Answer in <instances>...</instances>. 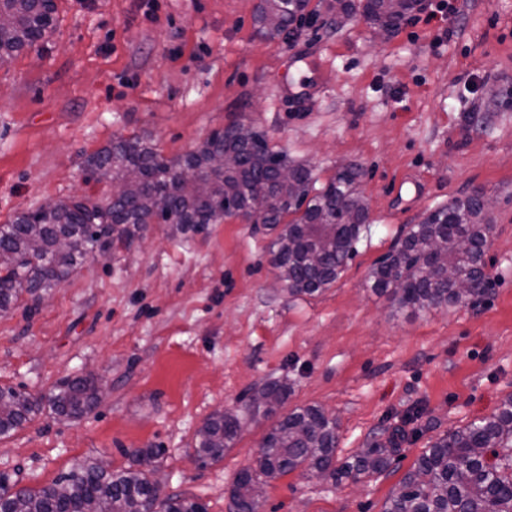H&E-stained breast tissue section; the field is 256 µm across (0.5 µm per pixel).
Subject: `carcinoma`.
Returning <instances> with one entry per match:
<instances>
[{
  "instance_id": "obj_1",
  "label": "carcinoma",
  "mask_w": 512,
  "mask_h": 512,
  "mask_svg": "<svg viewBox=\"0 0 512 512\" xmlns=\"http://www.w3.org/2000/svg\"><path fill=\"white\" fill-rule=\"evenodd\" d=\"M257 23L274 38L302 18L310 0H261ZM419 7V0H336V18L354 11L390 28ZM55 0H0V60L44 39L55 25ZM286 156L253 127L235 123L213 133L194 151L167 160L138 137L121 138L87 158L90 178L124 185L122 198L72 197L25 212L0 225V312L24 295L38 296L78 271L88 255L128 247L146 224H168L174 235L198 231L238 211L255 215L278 230L270 244L272 261L291 295H315L329 288L357 253L368 205L358 190L360 172L338 171L321 187L311 168L289 164L283 180L276 168ZM291 220L284 221L285 217ZM489 217L475 195L454 199L411 226L369 272L371 288L391 296L399 311L425 312L463 300L457 278L470 280L477 293L492 292L485 273ZM70 242L67 249L60 239ZM288 397L279 382L262 386L243 414L218 412L196 433L201 465L224 458L242 416L276 414ZM47 404L57 416L79 419L98 403L96 383L85 376L66 378L48 394L34 397L0 386V436H9ZM336 419L316 406L297 408L264 436L256 466L241 471L231 497L238 512H260L261 483L305 467L334 480L358 481L386 471L393 441L373 443L336 465ZM159 448L134 451L136 468L99 471L78 464L83 476L67 477L38 489L10 494L3 512H145L158 501L160 512H206L194 498L158 500L151 479ZM392 494L384 512H512V394L499 411L448 431L418 458Z\"/></svg>"
}]
</instances>
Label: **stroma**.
Wrapping results in <instances>:
<instances>
[{
  "label": "stroma",
  "instance_id": "1",
  "mask_svg": "<svg viewBox=\"0 0 512 512\" xmlns=\"http://www.w3.org/2000/svg\"><path fill=\"white\" fill-rule=\"evenodd\" d=\"M261 0H56L54 32L0 62V224L46 202L99 196L87 158L132 135L168 159L216 130L252 125L320 182L360 171L369 219L358 252L323 293L292 297L271 262L273 230L223 219L134 243L32 305L0 314V385L33 396L94 369L106 392L75 420L49 408L0 437V472L40 488L77 462L133 467L162 449L161 497L233 512L275 418L244 422L221 461L200 466L196 432L266 383L287 415L338 423L337 461L395 438L382 474L322 481L297 470L263 488L260 512H383L422 452L512 394V0H450L431 21L376 30L311 0L277 38ZM482 194L494 289L443 310L396 311L368 283L401 228Z\"/></svg>",
  "mask_w": 512,
  "mask_h": 512
}]
</instances>
